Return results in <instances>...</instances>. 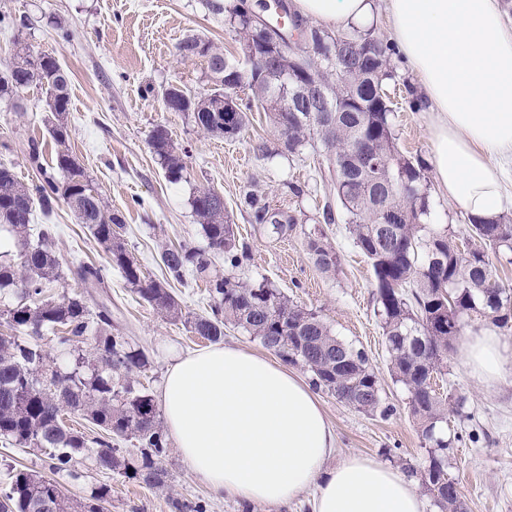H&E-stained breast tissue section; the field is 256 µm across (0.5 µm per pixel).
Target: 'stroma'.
I'll return each mask as SVG.
<instances>
[{"mask_svg":"<svg viewBox=\"0 0 512 512\" xmlns=\"http://www.w3.org/2000/svg\"><path fill=\"white\" fill-rule=\"evenodd\" d=\"M0 14L13 26L0 24V63L9 61L17 45L59 60L70 80L67 114L69 145L93 186L124 224L128 250L144 273L162 278L159 254L163 247L205 244L192 200L204 188L224 197L249 256L235 269L244 281L269 280L296 305L317 313L331 333L364 349L375 368L389 415L357 411L328 393L319 398L336 432V455L372 457L402 471L421 468L424 441L408 409V393L388 370L383 330L375 314L371 268L350 238L343 211L333 207L325 220L329 199L328 154L320 141L301 153L279 152L277 133L264 113L249 112V121L235 137L224 138L199 129L190 113L168 111L162 90L180 85L192 95L210 93L213 81L204 59H184L176 50L188 34H198L239 57L223 17L209 13L204 0H0ZM25 19L18 27L17 19ZM395 77L387 83L393 103L392 125L398 148L411 160L427 163L432 152L428 113L411 106L418 85L401 55H394ZM20 108L0 100V166L13 171L24 184L38 181L51 169L56 146L49 134L45 90L30 86L20 94ZM165 126L186 169L171 181L154 156L149 139L156 126ZM42 149L32 163L28 144ZM267 151H260V144ZM430 210L423 222L450 228L460 242L468 240V220L442 196L434 179L426 181ZM257 195L266 207L257 219L244 202ZM35 223L58 228L56 254L63 265L77 261L100 263L104 254L66 204L51 216L35 212ZM324 231L340 255L336 273H323L306 249L310 232ZM182 318L172 322L126 288L120 273H112L108 287L83 290L76 277L52 284L50 295L86 292L90 305L111 303L112 321L150 355L145 383L159 392L174 351L207 347V340L191 333L188 319L207 313L206 285L194 275L174 284ZM441 391L466 399L462 413L448 417L447 435L455 442L448 455V476L459 488L468 512H512V375L496 388L485 389L463 363L459 349L448 353ZM173 475L171 494L152 492L119 475L92 472L89 481L63 479L69 494H82L88 484L111 487L105 512H171L169 496L199 499L209 512H242L198 483L181 461L176 448L166 459Z\"/></svg>","mask_w":512,"mask_h":512,"instance_id":"1","label":"stroma"}]
</instances>
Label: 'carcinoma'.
I'll return each mask as SVG.
<instances>
[{
  "instance_id": "obj_1",
  "label": "carcinoma",
  "mask_w": 512,
  "mask_h": 512,
  "mask_svg": "<svg viewBox=\"0 0 512 512\" xmlns=\"http://www.w3.org/2000/svg\"><path fill=\"white\" fill-rule=\"evenodd\" d=\"M206 7L225 15L241 45L259 29L247 15L245 0L228 6L206 0ZM278 7L288 18V28L272 20L269 24L288 42L289 53L312 47L307 65L335 108L334 118L318 123L305 105L292 102L298 73L285 69L280 80L268 84L261 73L245 71L244 62L227 58L196 35L185 36L177 50L184 59L207 60L214 88L197 105L181 88L170 85L162 92L164 105L171 112L192 111L198 128L222 135L224 113L208 106L226 88L265 83V95L252 97L236 113L237 130L257 109L272 126L288 127V153L315 138L324 144L336 204L344 210L349 234L373 272L389 371L407 388L410 414L429 443L419 470L421 486L441 512H467L457 484L448 478L452 440L442 429L448 413L461 412L466 398L440 395L433 380L460 336L463 315L480 308L494 326L512 330V293L495 280L486 253L490 249L512 264V219L501 215L491 222L470 221L469 236L481 247L465 255L452 232L421 224L429 209L423 167L398 150L391 108L381 101L387 96L385 81L393 77L391 43L373 29L329 31L304 20L285 2ZM5 68L0 73L1 99L11 101L34 83L45 88L57 150L53 172L31 186L0 167V227L13 235L17 247V259L0 261V297L19 299L5 309L11 333L0 334V439L19 448L50 450L51 471L46 476L28 467L13 470L9 489L0 496V512H104L109 486L101 484L72 497L63 492L57 477L78 481L85 470H109L154 492L170 490L160 410L140 382L150 360L114 327L108 307L94 314L78 294L45 295L47 284L62 283L66 275L56 255V225L31 228L35 208L48 215L65 203L103 248L106 263L82 262L76 268L84 287H106L116 269L131 292L171 320L182 318L172 282H182L188 271L207 275L214 256L237 268L248 247L237 239L224 196L205 188L194 196L192 207L206 247L165 248L160 253L165 279L146 276L126 248L122 217L104 202L67 146L66 70L55 57L26 47L18 49ZM149 145L168 178L181 179L184 164L168 131L155 128ZM307 249L323 272H336L340 256L323 232L307 236ZM209 285L213 304L210 312L188 320L192 333L216 343L224 339L226 326L240 328L284 362L310 372L312 385L338 401L364 413L385 416L391 411L382 402L379 379L366 352L338 340L316 313L293 304L266 280L247 283L230 275L214 276ZM45 331L54 334L53 357L39 342ZM70 415L82 417L99 435L90 437L72 427ZM129 441L131 449L124 447Z\"/></svg>"
}]
</instances>
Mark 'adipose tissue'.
I'll return each mask as SVG.
<instances>
[{"mask_svg":"<svg viewBox=\"0 0 512 512\" xmlns=\"http://www.w3.org/2000/svg\"><path fill=\"white\" fill-rule=\"evenodd\" d=\"M332 30L368 28L384 10L391 37L431 115L440 192L467 217L492 221L506 200L494 158L512 161V29L497 0H293ZM484 388L512 374V341L483 328L462 346ZM166 430L197 481L246 505L285 506L313 491L312 512H426L407 473L349 456L310 387L243 348L174 355L160 390Z\"/></svg>","mask_w":512,"mask_h":512,"instance_id":"ef3b65f1","label":"adipose tissue"}]
</instances>
